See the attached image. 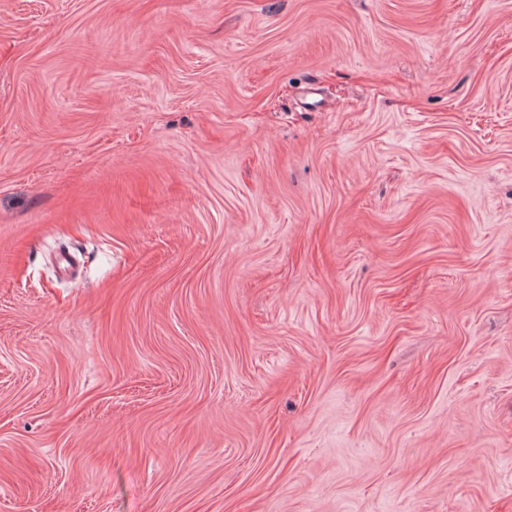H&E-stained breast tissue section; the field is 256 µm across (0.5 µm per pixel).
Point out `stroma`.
Segmentation results:
<instances>
[{"mask_svg": "<svg viewBox=\"0 0 512 512\" xmlns=\"http://www.w3.org/2000/svg\"><path fill=\"white\" fill-rule=\"evenodd\" d=\"M0 512H512V0H0Z\"/></svg>", "mask_w": 512, "mask_h": 512, "instance_id": "obj_1", "label": "stroma"}]
</instances>
